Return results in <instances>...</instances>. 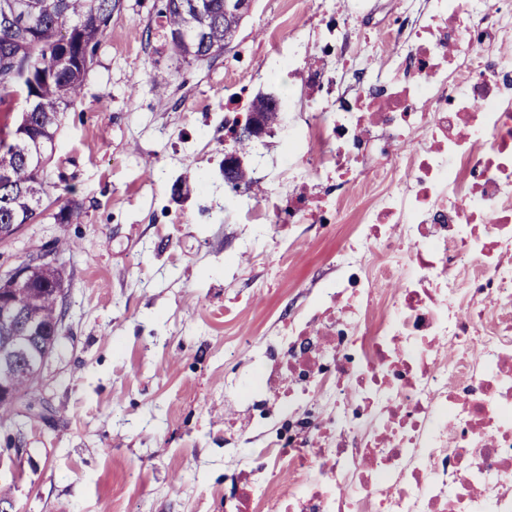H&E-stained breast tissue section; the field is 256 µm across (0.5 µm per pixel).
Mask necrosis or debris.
Segmentation results:
<instances>
[{
    "label": "necrosis or debris",
    "instance_id": "1",
    "mask_svg": "<svg viewBox=\"0 0 512 512\" xmlns=\"http://www.w3.org/2000/svg\"><path fill=\"white\" fill-rule=\"evenodd\" d=\"M351 7L274 52L312 68L290 183L239 221L287 262L299 224H347L339 274L257 343L224 512H512V0H424L371 81L342 87ZM482 53H473V45ZM377 159L368 169V159Z\"/></svg>",
    "mask_w": 512,
    "mask_h": 512
}]
</instances>
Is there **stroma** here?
Instances as JSON below:
<instances>
[{"label": "stroma", "instance_id": "obj_1", "mask_svg": "<svg viewBox=\"0 0 512 512\" xmlns=\"http://www.w3.org/2000/svg\"><path fill=\"white\" fill-rule=\"evenodd\" d=\"M340 0H254L235 40L207 61L169 48L163 0H120L47 165L50 214L0 243V271L37 254L63 273L59 349L18 427L0 428L12 512H224V386L258 371L255 341L336 272L346 226L300 224L288 265L258 256L241 199L224 194V114L259 93L307 111L297 61L270 29L306 34ZM351 44L392 45L398 0H373ZM280 64L271 74V60ZM77 224L54 223L69 202Z\"/></svg>", "mask_w": 512, "mask_h": 512}]
</instances>
